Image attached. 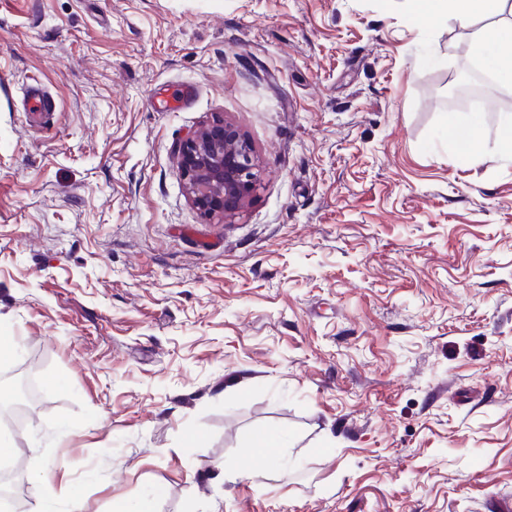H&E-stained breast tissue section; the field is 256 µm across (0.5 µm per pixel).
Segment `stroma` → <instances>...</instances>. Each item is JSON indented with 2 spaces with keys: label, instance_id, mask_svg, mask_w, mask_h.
I'll return each instance as SVG.
<instances>
[{
  "label": "stroma",
  "instance_id": "obj_1",
  "mask_svg": "<svg viewBox=\"0 0 512 512\" xmlns=\"http://www.w3.org/2000/svg\"><path fill=\"white\" fill-rule=\"evenodd\" d=\"M468 42L403 0H0L28 512H512V101L461 99ZM217 114L261 163L231 224L176 153ZM26 100V120L29 115L37 112L48 111L51 103L38 85H28L22 93ZM17 396L14 404L5 409L1 410L0 416L4 413H18L22 416L29 412V406L40 399V392L32 373L23 376L19 379L12 380Z\"/></svg>",
  "mask_w": 512,
  "mask_h": 512
}]
</instances>
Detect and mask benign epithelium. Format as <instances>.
Here are the masks:
<instances>
[{
	"label": "benign epithelium",
	"mask_w": 512,
	"mask_h": 512,
	"mask_svg": "<svg viewBox=\"0 0 512 512\" xmlns=\"http://www.w3.org/2000/svg\"><path fill=\"white\" fill-rule=\"evenodd\" d=\"M182 178L196 209L231 224L259 190V160L239 128L215 115L177 147Z\"/></svg>",
	"instance_id": "1"
}]
</instances>
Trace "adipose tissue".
Returning a JSON list of instances; mask_svg holds the SVG:
<instances>
[{
	"instance_id": "obj_1",
	"label": "adipose tissue",
	"mask_w": 512,
	"mask_h": 512,
	"mask_svg": "<svg viewBox=\"0 0 512 512\" xmlns=\"http://www.w3.org/2000/svg\"><path fill=\"white\" fill-rule=\"evenodd\" d=\"M512 0H405L428 24L442 19L455 21L470 32V46L476 55H487V65L496 77L512 85V23L495 31L475 27L476 18H493L504 13Z\"/></svg>"
}]
</instances>
